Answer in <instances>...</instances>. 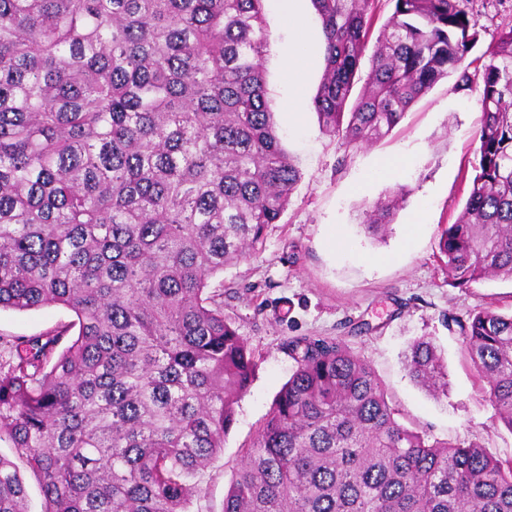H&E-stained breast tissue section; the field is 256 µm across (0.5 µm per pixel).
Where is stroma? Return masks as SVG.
Returning a JSON list of instances; mask_svg holds the SVG:
<instances>
[{"label": "stroma", "mask_w": 512, "mask_h": 512, "mask_svg": "<svg viewBox=\"0 0 512 512\" xmlns=\"http://www.w3.org/2000/svg\"><path fill=\"white\" fill-rule=\"evenodd\" d=\"M270 32L262 56L276 130L300 180L279 223L252 258L225 267L224 315L255 355L253 382L237 408L223 452L202 472L192 512H222L224 496L272 401L295 369L283 345L294 336L338 339L367 360L399 420L452 443L475 440L500 460L512 459V433L501 424L449 318L467 320L492 308L512 312V283L452 286L440 259L442 225L458 218L479 148L478 92H455L439 80L382 141L345 148L318 121L312 99L324 70L315 52L303 84L302 113L292 118L288 53L294 33L279 0H264ZM481 56L499 28L512 24V0H485L478 17ZM400 157L391 179L378 163ZM405 187L408 196L385 237L368 235L365 210ZM61 306L0 309V336H32L72 321ZM426 337L447 363L448 394L436 399L409 377L404 354Z\"/></svg>", "instance_id": "1"}]
</instances>
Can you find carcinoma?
<instances>
[{
	"instance_id": "carcinoma-1",
	"label": "carcinoma",
	"mask_w": 512,
	"mask_h": 512,
	"mask_svg": "<svg viewBox=\"0 0 512 512\" xmlns=\"http://www.w3.org/2000/svg\"><path fill=\"white\" fill-rule=\"evenodd\" d=\"M263 0H0V308L60 305L73 323L0 336V442L38 476L45 512H189L255 373L211 279L262 246L299 180L262 70ZM312 0L324 73L313 107L347 147L386 136L440 79L479 92L461 216L438 247L451 283L512 281V25L463 66L475 0ZM406 190L367 212L375 236ZM512 433V313L457 323ZM78 328L75 335L72 328ZM295 370L224 497V512H512V460L395 417L367 362L295 336ZM410 377L448 393L432 340ZM0 457V512H26ZM392 13V4L386 0H380L377 7V14L375 18L374 27L371 32V36L369 39V43L365 52V57L363 60V64L361 70L358 72L355 78V85L353 89V96L356 97L357 94L364 87L367 74L369 71V58L375 50V46L377 45L376 40L380 33L381 28L387 22L388 18Z\"/></svg>"
}]
</instances>
